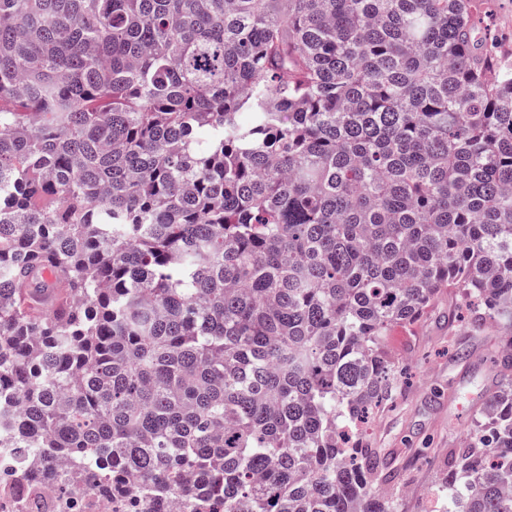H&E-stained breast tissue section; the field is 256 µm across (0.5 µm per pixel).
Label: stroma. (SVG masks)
Wrapping results in <instances>:
<instances>
[{"mask_svg":"<svg viewBox=\"0 0 512 512\" xmlns=\"http://www.w3.org/2000/svg\"><path fill=\"white\" fill-rule=\"evenodd\" d=\"M498 51L512 57V0H486L480 14ZM455 291L443 290L414 324L391 327L386 349L402 367L399 394L375 413L370 447L383 449L398 480L389 488L400 512H446L441 490L448 451L475 428L496 386L498 326H475Z\"/></svg>","mask_w":512,"mask_h":512,"instance_id":"obj_1","label":"stroma"}]
</instances>
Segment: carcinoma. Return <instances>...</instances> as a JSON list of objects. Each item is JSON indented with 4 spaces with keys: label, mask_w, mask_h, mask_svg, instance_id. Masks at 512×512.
<instances>
[{
    "label": "carcinoma",
    "mask_w": 512,
    "mask_h": 512,
    "mask_svg": "<svg viewBox=\"0 0 512 512\" xmlns=\"http://www.w3.org/2000/svg\"><path fill=\"white\" fill-rule=\"evenodd\" d=\"M480 0H0V413L136 512H399L388 330H512ZM448 512H512V339Z\"/></svg>",
    "instance_id": "cac0c4a2"
}]
</instances>
